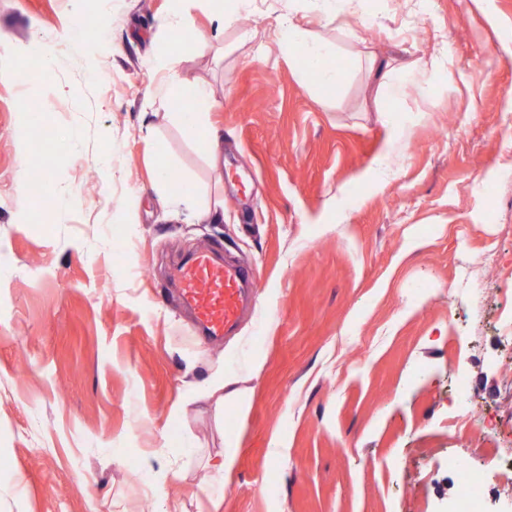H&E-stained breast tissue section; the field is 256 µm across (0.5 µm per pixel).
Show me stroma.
<instances>
[{
    "label": "stroma",
    "mask_w": 512,
    "mask_h": 512,
    "mask_svg": "<svg viewBox=\"0 0 512 512\" xmlns=\"http://www.w3.org/2000/svg\"><path fill=\"white\" fill-rule=\"evenodd\" d=\"M319 6L228 0L221 26L212 0H0V57L57 58L47 88L0 78V512H448L452 459L512 512V443L448 425L461 373L460 417L512 422V0ZM180 8L216 170L167 115ZM289 12L336 87L239 40ZM166 163L223 223L173 203ZM214 247L254 267L256 300L209 343L168 280Z\"/></svg>",
    "instance_id": "35a3bbf8"
}]
</instances>
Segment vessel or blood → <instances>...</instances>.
Here are the masks:
<instances>
[{
    "label": "vessel or blood",
    "instance_id": "obj_1",
    "mask_svg": "<svg viewBox=\"0 0 512 512\" xmlns=\"http://www.w3.org/2000/svg\"><path fill=\"white\" fill-rule=\"evenodd\" d=\"M171 279L189 308L197 334L217 341L238 326L253 296V272L238 262L196 252L174 268Z\"/></svg>",
    "mask_w": 512,
    "mask_h": 512
}]
</instances>
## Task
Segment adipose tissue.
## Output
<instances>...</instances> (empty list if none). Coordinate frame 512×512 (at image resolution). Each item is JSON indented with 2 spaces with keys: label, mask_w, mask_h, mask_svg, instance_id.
I'll return each instance as SVG.
<instances>
[{
  "label": "adipose tissue",
  "mask_w": 512,
  "mask_h": 512,
  "mask_svg": "<svg viewBox=\"0 0 512 512\" xmlns=\"http://www.w3.org/2000/svg\"><path fill=\"white\" fill-rule=\"evenodd\" d=\"M265 36L277 44L283 58L292 60L298 56L303 57L301 76H313L315 85L321 87L335 85L339 73L327 63L331 56L328 45L309 38L307 31L296 22L294 16L280 17L266 31ZM166 97L178 104L174 117L183 135L196 145L211 165H218L224 155V139L214 126L203 119L213 105L206 88L197 86L187 92L178 79L174 78L168 84Z\"/></svg>",
  "instance_id": "obj_1"
}]
</instances>
